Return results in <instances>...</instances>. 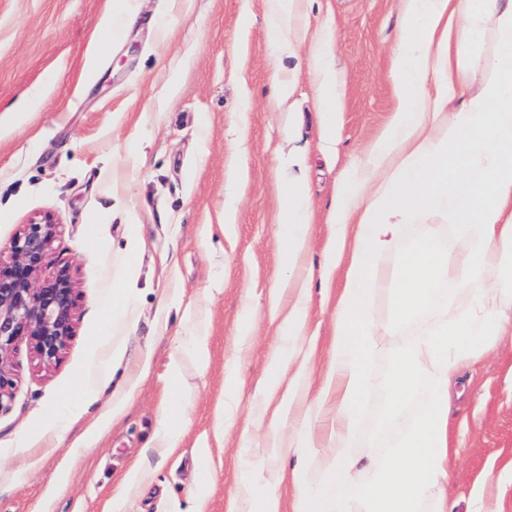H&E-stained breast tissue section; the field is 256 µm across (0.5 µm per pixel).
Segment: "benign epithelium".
<instances>
[{
  "label": "benign epithelium",
  "instance_id": "1",
  "mask_svg": "<svg viewBox=\"0 0 512 512\" xmlns=\"http://www.w3.org/2000/svg\"><path fill=\"white\" fill-rule=\"evenodd\" d=\"M59 224L47 215L22 225L0 257V412L14 381L11 358L26 343L51 366L62 358L78 326L77 288L69 264L54 256Z\"/></svg>",
  "mask_w": 512,
  "mask_h": 512
}]
</instances>
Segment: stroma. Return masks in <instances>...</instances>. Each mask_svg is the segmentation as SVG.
Here are the masks:
<instances>
[{
	"mask_svg": "<svg viewBox=\"0 0 512 512\" xmlns=\"http://www.w3.org/2000/svg\"><path fill=\"white\" fill-rule=\"evenodd\" d=\"M108 7L129 19L97 47L92 35ZM265 11L266 0H0V112H13L0 123V248L21 225L52 216L79 311L56 365L24 344L12 357L13 400L0 413V512H119L113 496L123 483L120 512H229L244 462L264 463L272 428L242 440L239 429L219 426L217 407L234 362L242 408L264 395L274 287L288 275L276 185L304 176L313 203L307 261L321 266L337 182L361 164L395 104L400 0H303L284 53L272 45ZM326 24L336 33L332 141L321 136L310 56ZM277 77L294 86L284 108L271 100ZM37 86L48 96L30 120L15 106ZM232 184L240 200L228 223ZM130 272L135 309L111 319L112 287ZM334 306L314 284L318 370L333 344ZM249 311L257 321L243 350L238 327ZM194 325L207 331L209 362L183 358L171 376L170 358ZM79 389L85 413L50 443L41 409ZM452 394L449 500L468 512L472 495L491 494L512 512V336L467 368ZM184 396L182 437L160 454L151 439L161 411ZM131 472L136 482H127Z\"/></svg>",
	"mask_w": 512,
	"mask_h": 512,
	"instance_id": "obj_1",
	"label": "stroma"
}]
</instances>
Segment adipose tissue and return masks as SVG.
<instances>
[{
	"label": "adipose tissue",
	"mask_w": 512,
	"mask_h": 512,
	"mask_svg": "<svg viewBox=\"0 0 512 512\" xmlns=\"http://www.w3.org/2000/svg\"><path fill=\"white\" fill-rule=\"evenodd\" d=\"M401 22L393 67L397 102L359 168L345 172L325 222L322 281L342 274L332 350L319 385H312L304 342L310 280L286 277L297 291L288 309L274 308L277 344L267 359L266 391L275 410L256 403L247 423L274 413L284 431L268 443L273 458L295 453L292 470L240 471L230 512H448L441 483L448 476V385L461 369L490 354L512 334V0H400ZM490 37V79L468 76L474 42ZM332 33L312 47L313 71L326 112L322 136L336 132V72L327 59ZM282 252L297 258L309 241L311 202L304 179L278 189ZM442 210L454 237L443 247L434 232L410 248L398 266L384 268L412 212ZM391 285L390 319L417 323L401 343L381 385L386 405L375 433H398L375 458L354 450L361 408L374 382L373 354L386 325L375 316L376 286ZM447 298H439L443 283ZM431 391L421 396L423 364ZM314 407L334 402L325 444L311 418L289 424L297 398ZM420 403L413 419L406 408ZM290 483L291 507L280 487Z\"/></svg>",
	"instance_id": "1"
}]
</instances>
